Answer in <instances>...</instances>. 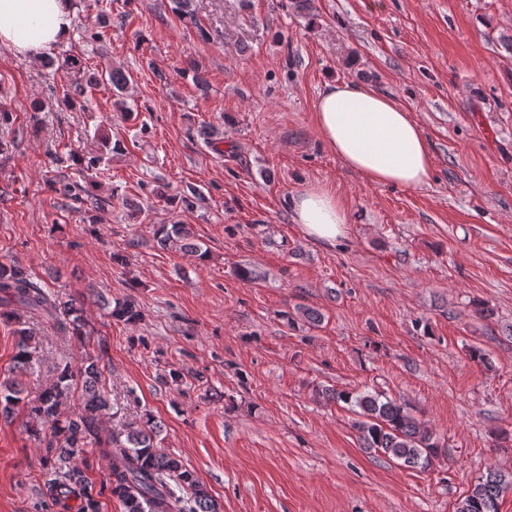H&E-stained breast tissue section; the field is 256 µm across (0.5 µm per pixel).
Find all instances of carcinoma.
Masks as SVG:
<instances>
[{
    "mask_svg": "<svg viewBox=\"0 0 512 512\" xmlns=\"http://www.w3.org/2000/svg\"><path fill=\"white\" fill-rule=\"evenodd\" d=\"M84 87L70 84L63 90L62 105L72 109L82 101ZM68 160L82 174L101 163V157H86L76 151ZM160 242L181 243V248L205 257L206 252L189 242L184 224L163 225L157 231ZM47 320L62 336L82 339L90 335L84 317V302L74 297L52 293L46 286L18 265L0 262V318L18 323V341L13 356L17 378L0 383V415L7 417L23 401L18 376L33 369L39 359L38 340L22 321ZM112 315L132 323L141 317L134 300L116 303ZM104 366L90 355L76 369L60 364L56 381L35 401L27 405L35 424L33 436L45 443L40 463L45 475V490L51 505L61 512H99L91 485L78 459L87 447L110 460L108 483L112 497L122 512H219V507L195 473L182 460L157 446L162 423L147 414L140 421L101 435V423L110 415L111 406L100 386ZM80 383L81 403L73 413H61L63 399L71 385ZM336 399L357 410L362 420L356 422L364 447L381 451L417 468L430 465L438 451L432 434L422 428L407 407L394 399H381L372 393L338 392ZM512 486V475L491 470L465 496L458 512H499L502 493Z\"/></svg>",
    "mask_w": 512,
    "mask_h": 512,
    "instance_id": "cac0c4a2",
    "label": "carcinoma"
}]
</instances>
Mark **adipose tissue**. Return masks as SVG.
Masks as SVG:
<instances>
[{
	"label": "adipose tissue",
	"instance_id": "obj_1",
	"mask_svg": "<svg viewBox=\"0 0 512 512\" xmlns=\"http://www.w3.org/2000/svg\"><path fill=\"white\" fill-rule=\"evenodd\" d=\"M73 0H0V44L36 61L65 42L72 28ZM318 132L349 169L375 186L419 189L428 184L433 156L412 112L391 97L353 81H330L316 105ZM294 223L315 241L344 238L350 209L326 185L289 200Z\"/></svg>",
	"mask_w": 512,
	"mask_h": 512
}]
</instances>
